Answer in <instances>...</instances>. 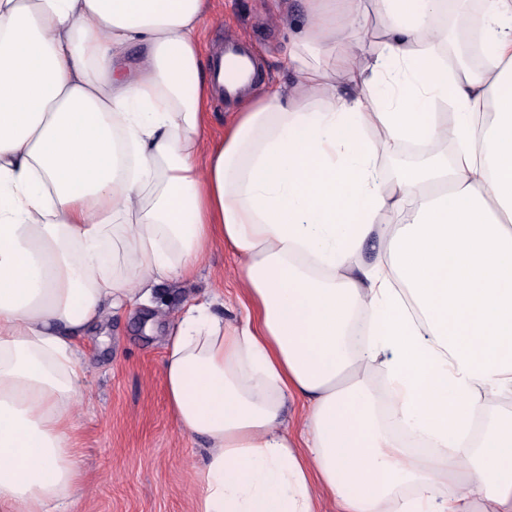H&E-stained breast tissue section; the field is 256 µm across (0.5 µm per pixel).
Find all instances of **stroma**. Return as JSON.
<instances>
[{"instance_id":"1","label":"stroma","mask_w":512,"mask_h":512,"mask_svg":"<svg viewBox=\"0 0 512 512\" xmlns=\"http://www.w3.org/2000/svg\"><path fill=\"white\" fill-rule=\"evenodd\" d=\"M218 7L201 28L205 56L223 49L224 34L233 29L245 37L256 84L269 89L291 81L283 56L289 26L303 21L297 0H219ZM241 267V257L215 246L192 283H161L148 305L106 315L80 339L86 367L76 430L81 512H193L192 468L206 443L180 432L170 414L165 341L197 296L218 295L225 322H240Z\"/></svg>"}]
</instances>
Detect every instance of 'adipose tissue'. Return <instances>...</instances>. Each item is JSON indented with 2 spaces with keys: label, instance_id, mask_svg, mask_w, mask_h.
Here are the masks:
<instances>
[{
  "label": "adipose tissue",
  "instance_id": "obj_1",
  "mask_svg": "<svg viewBox=\"0 0 512 512\" xmlns=\"http://www.w3.org/2000/svg\"><path fill=\"white\" fill-rule=\"evenodd\" d=\"M453 5L304 0L294 85L210 145L216 0H0V512H79L78 340L219 243L245 260L246 317L193 298L163 372L208 446L194 512H318L320 488L338 512H512V413L472 433L512 395V0H483L489 63L459 78ZM398 142L420 158L385 173Z\"/></svg>",
  "mask_w": 512,
  "mask_h": 512
}]
</instances>
